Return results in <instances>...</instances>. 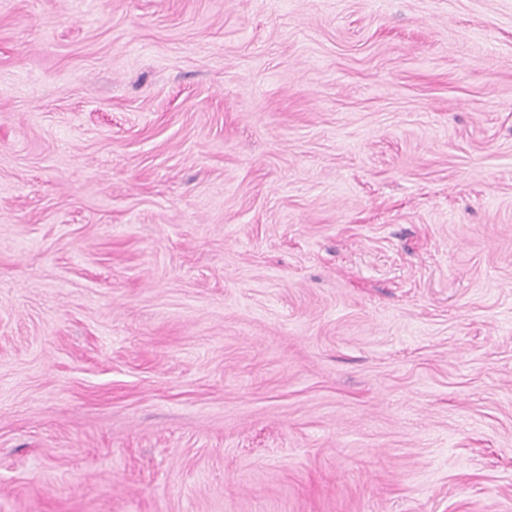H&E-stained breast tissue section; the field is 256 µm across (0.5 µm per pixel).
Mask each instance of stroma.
<instances>
[{
	"instance_id": "35a3bbf8",
	"label": "stroma",
	"mask_w": 512,
	"mask_h": 512,
	"mask_svg": "<svg viewBox=\"0 0 512 512\" xmlns=\"http://www.w3.org/2000/svg\"><path fill=\"white\" fill-rule=\"evenodd\" d=\"M0 512H512V0H0Z\"/></svg>"
}]
</instances>
